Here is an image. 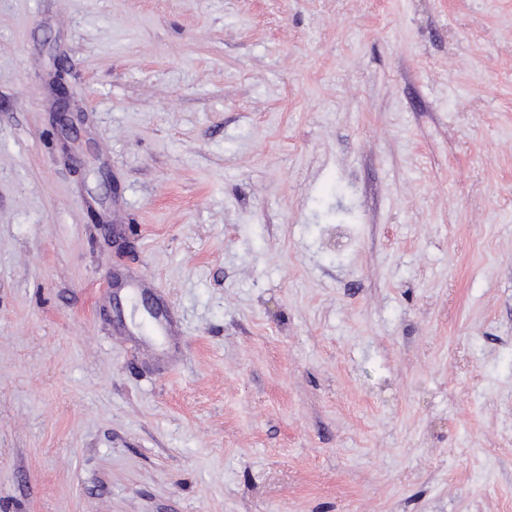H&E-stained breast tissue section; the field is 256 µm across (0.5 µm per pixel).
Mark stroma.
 <instances>
[{
  "mask_svg": "<svg viewBox=\"0 0 512 512\" xmlns=\"http://www.w3.org/2000/svg\"><path fill=\"white\" fill-rule=\"evenodd\" d=\"M0 512H512V0H0Z\"/></svg>",
  "mask_w": 512,
  "mask_h": 512,
  "instance_id": "1",
  "label": "stroma"
}]
</instances>
